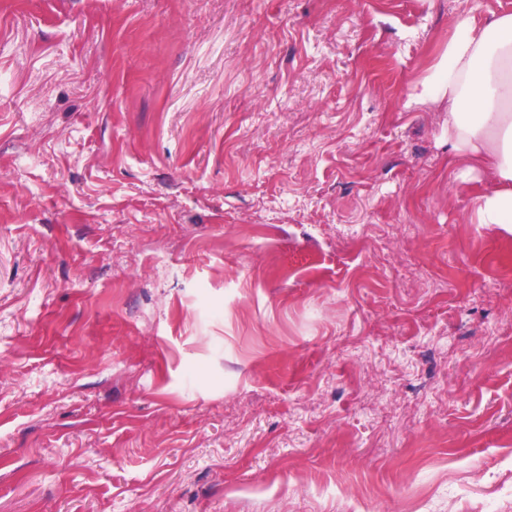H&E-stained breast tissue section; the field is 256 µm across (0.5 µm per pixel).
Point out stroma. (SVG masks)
<instances>
[{"instance_id":"35a3bbf8","label":"stroma","mask_w":512,"mask_h":512,"mask_svg":"<svg viewBox=\"0 0 512 512\" xmlns=\"http://www.w3.org/2000/svg\"><path fill=\"white\" fill-rule=\"evenodd\" d=\"M512 0H0V512H512V234L447 114Z\"/></svg>"}]
</instances>
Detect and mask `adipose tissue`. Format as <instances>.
Listing matches in <instances>:
<instances>
[{"instance_id": "adipose-tissue-1", "label": "adipose tissue", "mask_w": 512, "mask_h": 512, "mask_svg": "<svg viewBox=\"0 0 512 512\" xmlns=\"http://www.w3.org/2000/svg\"><path fill=\"white\" fill-rule=\"evenodd\" d=\"M409 101L447 112L453 161L492 182L473 201L477 223L512 232V12L456 21Z\"/></svg>"}]
</instances>
